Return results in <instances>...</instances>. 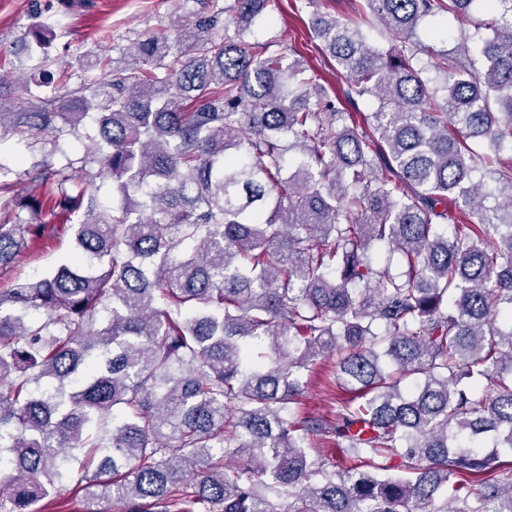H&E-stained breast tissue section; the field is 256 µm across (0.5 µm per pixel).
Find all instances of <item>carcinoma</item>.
<instances>
[{
	"label": "carcinoma",
	"mask_w": 512,
	"mask_h": 512,
	"mask_svg": "<svg viewBox=\"0 0 512 512\" xmlns=\"http://www.w3.org/2000/svg\"><path fill=\"white\" fill-rule=\"evenodd\" d=\"M474 2L313 13L341 101L279 41L249 39L280 0H227L131 63L86 61L105 81L0 101V129L56 150L60 125L96 114L88 151L115 193L103 206L69 165L23 172L82 219L62 225L71 260L0 289V512H34L79 455L95 465L81 512H512V0H481L486 35L454 55L417 36ZM34 18L24 47L56 65ZM43 229L1 220L0 270ZM377 244L398 270L374 266ZM325 356L355 397L302 417ZM339 438L338 468L318 449ZM396 459L409 477L381 476Z\"/></svg>",
	"instance_id": "obj_1"
}]
</instances>
